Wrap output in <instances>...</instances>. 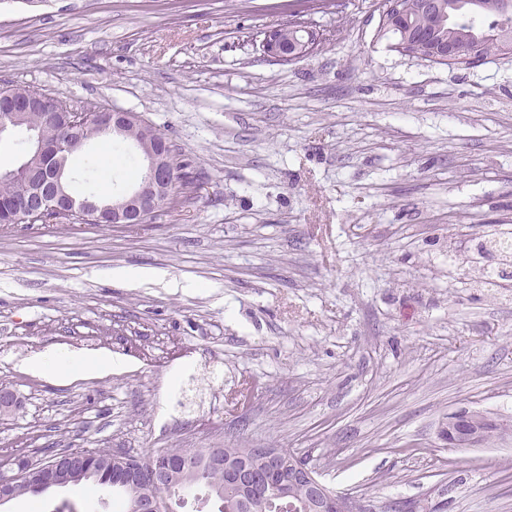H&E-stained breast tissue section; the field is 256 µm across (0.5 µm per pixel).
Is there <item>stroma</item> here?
<instances>
[{
  "label": "stroma",
  "instance_id": "obj_1",
  "mask_svg": "<svg viewBox=\"0 0 512 512\" xmlns=\"http://www.w3.org/2000/svg\"><path fill=\"white\" fill-rule=\"evenodd\" d=\"M380 6L0 0V85L138 113L194 176L144 224L0 227V389L21 401L0 456L285 448L378 507L512 512V433L440 435L465 408L512 421V282L463 263L512 223V53L404 56ZM303 12L326 42L266 61L253 37ZM115 268L167 276L132 287ZM46 350L114 368L31 371ZM112 499L53 488L0 512ZM481 411L463 410L449 413L448 423L441 427V436L448 446L461 449L477 448L483 443L480 432L476 428H468V424H475Z\"/></svg>",
  "mask_w": 512,
  "mask_h": 512
}]
</instances>
